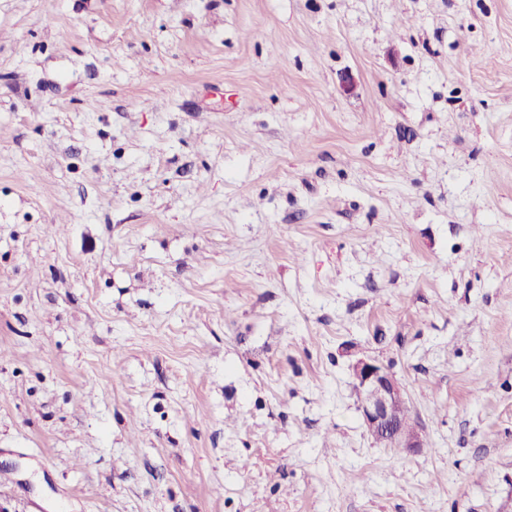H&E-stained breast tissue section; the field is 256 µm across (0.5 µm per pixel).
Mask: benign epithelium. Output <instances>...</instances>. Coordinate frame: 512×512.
<instances>
[{"instance_id": "benign-epithelium-1", "label": "benign epithelium", "mask_w": 512, "mask_h": 512, "mask_svg": "<svg viewBox=\"0 0 512 512\" xmlns=\"http://www.w3.org/2000/svg\"><path fill=\"white\" fill-rule=\"evenodd\" d=\"M363 425L395 448H417L414 431L402 427L405 399L399 380L389 368L359 358L351 365Z\"/></svg>"}]
</instances>
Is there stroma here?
Returning a JSON list of instances; mask_svg holds the SVG:
<instances>
[{
  "mask_svg": "<svg viewBox=\"0 0 512 512\" xmlns=\"http://www.w3.org/2000/svg\"><path fill=\"white\" fill-rule=\"evenodd\" d=\"M0 472L7 512H512V0H0ZM350 368L363 425L391 447L420 448L414 430L406 431L402 427L405 412L403 389L390 369L363 358L357 359Z\"/></svg>",
  "mask_w": 512,
  "mask_h": 512,
  "instance_id": "obj_1",
  "label": "stroma"
}]
</instances>
